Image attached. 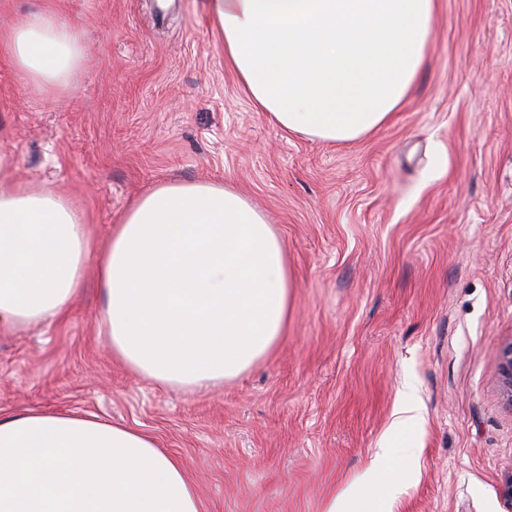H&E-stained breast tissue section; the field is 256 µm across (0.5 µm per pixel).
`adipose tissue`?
I'll return each mask as SVG.
<instances>
[{
  "label": "adipose tissue",
  "instance_id": "1",
  "mask_svg": "<svg viewBox=\"0 0 512 512\" xmlns=\"http://www.w3.org/2000/svg\"><path fill=\"white\" fill-rule=\"evenodd\" d=\"M224 64L287 134L340 144L388 124L423 67L438 0H202ZM0 51L26 81L68 87L79 30L53 0L0 19ZM99 330L150 380L204 388L237 377L285 336L295 280L284 245L238 189L166 181L95 249L73 197L0 173V327L65 317L88 276ZM387 449L332 488L323 512H386ZM0 512H202L184 465L150 436L90 417H0Z\"/></svg>",
  "mask_w": 512,
  "mask_h": 512
}]
</instances>
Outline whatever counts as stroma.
I'll list each match as a JSON object with an SVG mask.
<instances>
[{"label": "stroma", "mask_w": 512, "mask_h": 512, "mask_svg": "<svg viewBox=\"0 0 512 512\" xmlns=\"http://www.w3.org/2000/svg\"><path fill=\"white\" fill-rule=\"evenodd\" d=\"M83 66L26 85L0 53V166L62 190L105 243L169 179L235 186L281 238L288 334L236 379L156 384L98 333L95 281L61 319L0 330V416L72 412L152 436L203 512H320L377 448L402 472L393 512H505L512 407V0H439L409 100L331 145L255 111L199 0H58ZM414 429L392 434L406 395ZM494 370L503 393L512 405V339L502 344L494 357Z\"/></svg>", "instance_id": "35a3bbf8"}]
</instances>
